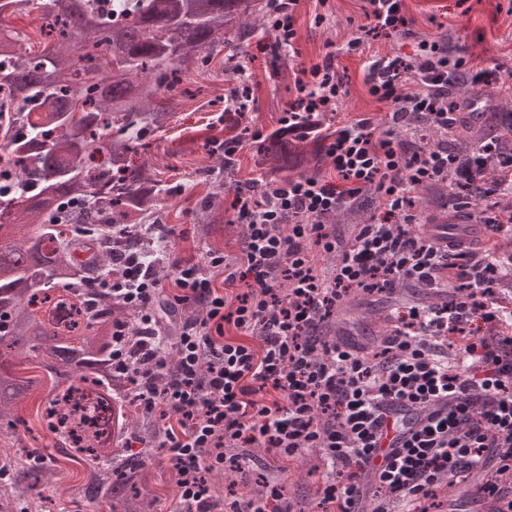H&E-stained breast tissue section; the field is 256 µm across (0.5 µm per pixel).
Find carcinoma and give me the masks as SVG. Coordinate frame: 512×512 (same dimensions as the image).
<instances>
[{
	"instance_id": "obj_1",
	"label": "carcinoma",
	"mask_w": 512,
	"mask_h": 512,
	"mask_svg": "<svg viewBox=\"0 0 512 512\" xmlns=\"http://www.w3.org/2000/svg\"><path fill=\"white\" fill-rule=\"evenodd\" d=\"M38 10L52 47L32 57L20 33L0 28V74L16 101L0 121V145L25 186L0 196V420L15 442L31 433L14 410L29 396L50 406L76 379L96 376L112 388V327L125 309L101 288L103 270L116 272L112 254L148 252L121 224H146L165 193L160 180L133 163L137 139L165 127L176 104L165 96L181 82L182 66L222 41L233 46L272 27L271 0H0V20ZM476 135L448 138L466 161ZM257 161L275 172L315 171L320 151L276 128L259 146ZM70 302L67 332L46 316L50 296ZM46 371L51 388L22 366ZM123 397L117 441L143 414L125 415L137 400L134 373ZM93 469L83 490L91 503L112 502L120 512H145L148 472L142 458L121 459L99 448L79 449ZM48 483L46 466L11 471L10 484L36 491Z\"/></svg>"
}]
</instances>
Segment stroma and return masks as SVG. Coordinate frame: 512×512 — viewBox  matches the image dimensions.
Segmentation results:
<instances>
[{"label":"stroma","instance_id":"obj_1","mask_svg":"<svg viewBox=\"0 0 512 512\" xmlns=\"http://www.w3.org/2000/svg\"><path fill=\"white\" fill-rule=\"evenodd\" d=\"M362 6L363 0H302L295 15L296 42L287 67L277 65L268 48L270 36L261 30L236 49L234 70H225L228 50L221 45L213 54H201L197 63L185 66L181 83L171 91L179 106L170 124L144 137L137 156L170 189L169 194L160 195L157 210L160 222L172 232L170 248L175 256L190 257L208 249L231 257L239 252L241 236L231 223L232 201L237 186L258 176L254 167L256 144L247 142L235 156L233 167L226 168L220 155L212 152L210 141L225 133L220 115L229 88L240 79L256 87L257 102L248 114L250 124L270 131L279 127L297 96L301 68L319 62L332 50L345 84L334 121L343 123L363 113L381 121L390 107L368 94L365 62L374 55L410 59L418 53L421 41H435L447 48L449 55L461 53L471 64L500 68V82L463 84L455 98L466 109L465 120L480 129L482 138L502 136L499 114L505 102H512V0H405V10L413 20L410 34L372 39L352 50L349 42L366 23ZM475 99L487 104L486 112L468 111L469 102ZM214 194L220 198L225 224L222 231L210 235L199 204ZM405 299L428 303L432 295L413 285L399 287L392 294H357L345 303L325 334L336 341L352 339L376 345L386 331L385 317ZM39 402V397L30 398L19 413L45 448L52 476L40 491L14 489V512H112L111 502L91 506L82 499L80 491L91 469L70 460L69 449L41 423L37 417ZM310 460L306 454L281 467L252 466L236 477L234 489L247 496L257 484L279 480L285 484L296 512H320L317 487L321 472L311 468ZM146 464L155 493L147 512H171L177 490L166 458L158 453L147 458Z\"/></svg>","mask_w":512,"mask_h":512}]
</instances>
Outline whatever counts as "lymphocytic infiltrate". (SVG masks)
Here are the masks:
<instances>
[{"instance_id": "f902f5d3", "label": "lymphocytic infiltrate", "mask_w": 512, "mask_h": 512, "mask_svg": "<svg viewBox=\"0 0 512 512\" xmlns=\"http://www.w3.org/2000/svg\"><path fill=\"white\" fill-rule=\"evenodd\" d=\"M363 10L368 34L410 32L403 0H365ZM311 74L281 126L329 159L335 181L271 173L236 189L238 256L210 254L203 268L163 254L179 290L165 313L156 309L164 286L142 254L120 256L121 276L106 282L136 326L116 324L112 369L141 376L145 412L165 417L159 446L176 477L174 512H294L279 482L215 501L211 474L244 472L255 448L276 461L316 451L327 468L321 512H428L438 491L486 468L475 497L512 512V291L497 286L495 245L512 233V213L490 211V243L473 252L417 229L414 211L415 194L452 169L485 196L512 192V152L499 140L482 141L459 168L447 144L414 136L423 123L442 132L457 123L449 76L480 85L499 71L421 42L415 58L367 65L369 94L392 106L386 126L364 116L336 128L326 121L343 88L334 52ZM369 193L380 221L347 233L328 223ZM403 281L453 296L396 308L372 350L324 338L352 296L391 293ZM188 304L203 305V317L169 328ZM404 413L411 428L389 437Z\"/></svg>"}]
</instances>
